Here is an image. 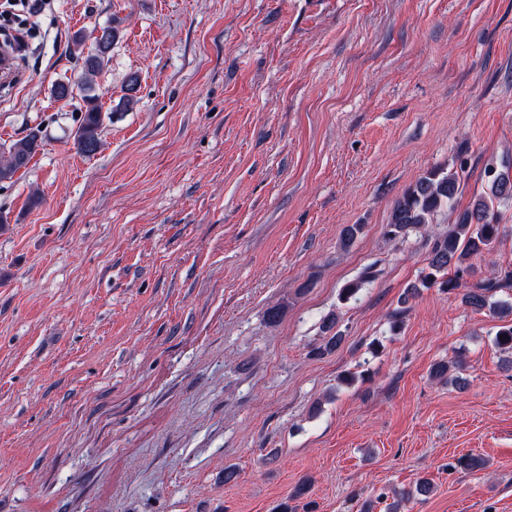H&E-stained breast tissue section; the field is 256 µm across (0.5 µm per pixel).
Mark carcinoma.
<instances>
[{
    "label": "carcinoma",
    "mask_w": 512,
    "mask_h": 512,
    "mask_svg": "<svg viewBox=\"0 0 512 512\" xmlns=\"http://www.w3.org/2000/svg\"><path fill=\"white\" fill-rule=\"evenodd\" d=\"M103 35L94 37L93 48L83 57L82 71L76 79L57 80L51 88L58 100H70L74 93L81 94L84 111L73 135L76 150L86 156L95 155L100 146V134L104 120L112 119V112L99 104L95 78L109 64L112 45L118 36V28L110 24L102 27ZM42 141L41 130L36 128L0 148V182H10L22 169L27 168ZM467 161L457 157L456 167L442 166L427 170L414 184L399 196L392 207L385 234L391 239L404 238L414 230L433 223L443 210L457 202L461 182L466 176ZM484 177L490 187V196L481 197L457 213L448 233L433 240L428 255V272L420 277L419 284H412L404 293L403 301L414 297L419 287L437 284L448 291L460 286L463 275L470 270L467 261L472 256L490 253L497 242L501 224L497 210L502 202L512 200V177L493 166L484 169ZM375 278L372 268H365L357 279L349 282L340 293V300L356 297L364 286ZM512 283V270L493 271L483 282L469 288L462 296L463 302L480 311L484 308L503 318L512 314V305L490 301L492 292L503 284ZM338 318L332 314L322 321L324 342L312 350L317 356L334 351L343 336L336 330Z\"/></svg>",
    "instance_id": "cac0c4a2"
}]
</instances>
